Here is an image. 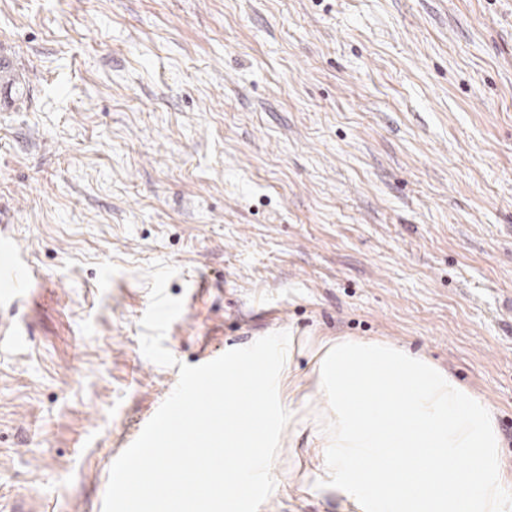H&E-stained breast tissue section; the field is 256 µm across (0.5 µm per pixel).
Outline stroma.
<instances>
[{
    "mask_svg": "<svg viewBox=\"0 0 512 512\" xmlns=\"http://www.w3.org/2000/svg\"><path fill=\"white\" fill-rule=\"evenodd\" d=\"M0 506L103 512L179 364L386 339L493 407L512 477V0H0ZM183 311L147 360L144 269ZM297 424L259 512L301 490ZM37 274L25 271L17 261L16 252L5 237L0 236V302L16 301L21 298L25 284Z\"/></svg>",
    "mask_w": 512,
    "mask_h": 512,
    "instance_id": "35a3bbf8",
    "label": "stroma"
}]
</instances>
